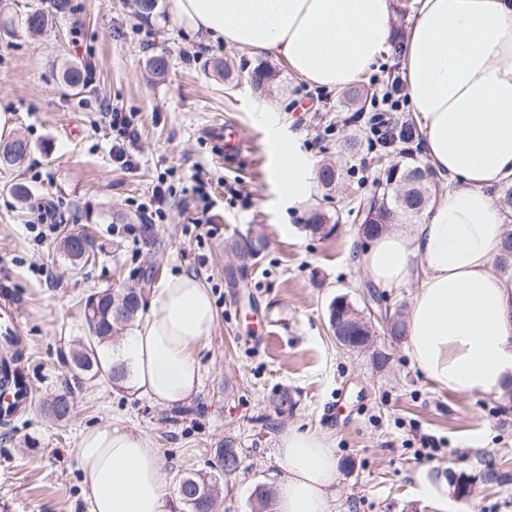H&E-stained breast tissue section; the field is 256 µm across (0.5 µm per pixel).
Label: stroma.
I'll list each match as a JSON object with an SVG mask.
<instances>
[{"mask_svg": "<svg viewBox=\"0 0 512 512\" xmlns=\"http://www.w3.org/2000/svg\"><path fill=\"white\" fill-rule=\"evenodd\" d=\"M73 2L76 12H50L38 34L0 30V110L11 115V134L32 147L20 168L0 169V287L19 305L34 389L31 407L0 425V512H88L77 442L83 428L110 424L150 437L174 483L211 471L216 448L232 438L240 470L218 512H256L254 488L275 487L277 448L289 429L320 432L335 444L339 475L328 512H512V398L437 388L387 321L372 320L374 344L362 351L340 345L329 326L333 298L346 296L365 317L372 288L355 264L366 240L351 202L374 193L377 145L366 122L352 121L342 93L298 81L275 56L220 38L199 41L170 13L169 0L147 20L135 0ZM416 8L415 0H393L391 46L362 78L371 92L403 70ZM160 54L169 62L161 80L148 68ZM71 63L95 73L76 95L62 87ZM260 66L275 74L262 90L250 81ZM104 97L137 115L132 168L112 158ZM261 113L267 122H258ZM228 124L247 149L219 160L216 139ZM288 139L317 164L335 166V189L317 181L308 202L288 200L275 147ZM199 169L209 180L207 208L194 190ZM162 178L173 187L166 219L149 224L139 206ZM228 182L240 198L225 195ZM15 183L29 188L28 201L11 195ZM34 202L51 207L60 225L40 241L28 227ZM317 212L337 220L332 238L309 231ZM201 219L208 234L197 228ZM65 229L92 236L94 262L70 264L59 247ZM250 238L263 250L244 266L235 250ZM183 272L205 281L217 311L198 352L197 395L171 409L129 380L75 382L68 361L87 333L86 298L107 288L149 295ZM377 352L388 357L384 367L372 361ZM68 387L73 411L55 420L46 402ZM284 389L294 405L281 412L271 399ZM426 436L440 443L426 463L429 479L471 474L468 497H449L442 507L418 496L424 463L416 452Z\"/></svg>", "mask_w": 512, "mask_h": 512, "instance_id": "1", "label": "stroma"}]
</instances>
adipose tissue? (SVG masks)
<instances>
[{"instance_id": "ef3b65f1", "label": "adipose tissue", "mask_w": 512, "mask_h": 512, "mask_svg": "<svg viewBox=\"0 0 512 512\" xmlns=\"http://www.w3.org/2000/svg\"><path fill=\"white\" fill-rule=\"evenodd\" d=\"M405 81L424 154L448 189L412 230L374 237L356 262L378 286L418 283L407 352L434 385L496 399L512 392V280L491 270L507 226L487 189L512 174V0H417ZM201 40L269 53L299 80L340 91L370 70L393 36L392 0H171ZM291 200L310 197L311 159L280 156ZM147 320L119 353L138 387L172 407L201 385L200 345L216 326L209 288L166 278ZM90 512H180L153 441L139 430L85 428L76 448ZM276 512H328L338 463L325 435L291 429L278 448Z\"/></svg>"}]
</instances>
